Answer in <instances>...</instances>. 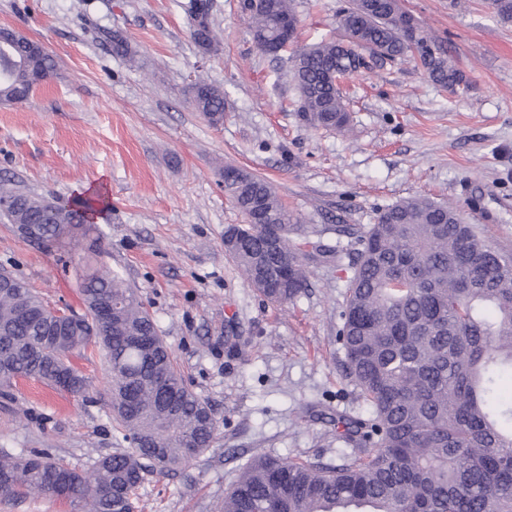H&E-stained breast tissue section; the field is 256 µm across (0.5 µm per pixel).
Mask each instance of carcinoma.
Masks as SVG:
<instances>
[{"label": "carcinoma", "mask_w": 512, "mask_h": 512, "mask_svg": "<svg viewBox=\"0 0 512 512\" xmlns=\"http://www.w3.org/2000/svg\"><path fill=\"white\" fill-rule=\"evenodd\" d=\"M257 49L279 42L293 0H241ZM195 40L211 49L209 0H188ZM339 37L296 52L290 76L299 111L313 129L343 133L349 115L335 78L372 59H410L453 92L467 85L444 48L402 0H348L336 16ZM17 64L0 56V102H20L54 74L51 55L25 33L4 34ZM192 103L210 124L224 122V91L204 81ZM224 194L246 223L231 224L225 253L264 300L285 304L308 288L309 231L264 178L227 165ZM97 196L70 200L23 193L0 181V214L17 230L34 224L43 243L84 253L77 288L78 326L48 335L49 308L28 284L0 270V402L12 380L34 378L85 397L87 381L69 356L94 344L108 363L109 410L130 447L82 468L47 449L0 451V495L59 496L79 512H125L151 473L173 476L211 447L209 406L184 383L154 318L118 273L91 266L90 225L105 219ZM338 341L366 418L336 416L338 439L362 449L329 466L263 453L251 456L224 493L221 512H512V402L498 384L512 377V256L487 243L459 210L425 197L382 209L358 230Z\"/></svg>", "instance_id": "carcinoma-1"}]
</instances>
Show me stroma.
Masks as SVG:
<instances>
[{
  "mask_svg": "<svg viewBox=\"0 0 512 512\" xmlns=\"http://www.w3.org/2000/svg\"><path fill=\"white\" fill-rule=\"evenodd\" d=\"M185 0H0V27L53 57V77L25 101L0 102V180L63 200L89 189L109 203L89 233L98 264L118 272L153 315L188 388L212 410L217 437L178 476H147L136 512H219L255 453L344 463L331 418L367 406L336 338L353 275L354 239L336 227L374 223L398 200L460 206L485 240L512 254V23L486 0H404L468 85L438 86L408 61L373 60L342 78L351 136L314 130L299 112L291 50L257 51L239 0H211L220 46L192 36ZM345 0H295L298 47L336 30ZM121 36L136 63L116 55ZM224 92V122L190 102L196 79ZM267 179L330 249L307 263L293 302H264L224 253L245 218L224 194V167ZM54 309L79 307L66 251L23 240L0 219V268ZM85 398L13 382L0 449H49L82 467L124 449L108 413L107 363L73 354Z\"/></svg>",
  "mask_w": 512,
  "mask_h": 512,
  "instance_id": "stroma-1",
  "label": "stroma"
}]
</instances>
